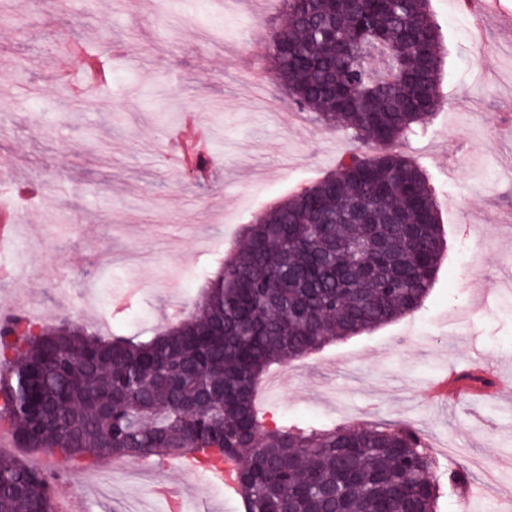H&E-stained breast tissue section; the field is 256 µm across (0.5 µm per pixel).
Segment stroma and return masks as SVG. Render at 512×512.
Segmentation results:
<instances>
[{
    "instance_id": "1",
    "label": "stroma",
    "mask_w": 512,
    "mask_h": 512,
    "mask_svg": "<svg viewBox=\"0 0 512 512\" xmlns=\"http://www.w3.org/2000/svg\"><path fill=\"white\" fill-rule=\"evenodd\" d=\"M473 36L453 0H430L445 55L447 106L403 149L425 171L447 251L421 309L273 366L278 391L261 408L318 428L407 423L432 444L440 512H493L512 488V396L470 405L431 400L454 364L512 380V0ZM0 202L23 206L27 259L0 282V312L20 307L102 337L164 325L173 300L191 305L239 225L336 170L350 147L292 108L265 55L271 0H0ZM109 54L107 79L84 82L62 48ZM212 131L211 177L166 161L184 113ZM107 246L94 250L102 232ZM464 469L485 492L462 506L448 474ZM102 460L70 486L91 512H167L162 479L186 487L185 512H243L174 461L147 460L144 480Z\"/></svg>"
}]
</instances>
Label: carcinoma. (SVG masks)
Returning a JSON list of instances; mask_svg holds the SVG:
<instances>
[{
    "label": "carcinoma",
    "mask_w": 512,
    "mask_h": 512,
    "mask_svg": "<svg viewBox=\"0 0 512 512\" xmlns=\"http://www.w3.org/2000/svg\"><path fill=\"white\" fill-rule=\"evenodd\" d=\"M267 62L300 112L358 152L255 216L182 319L147 340L0 320V422L19 448L91 463L240 462L245 512H437L421 434L266 425L267 369L417 311L446 239L398 145L444 107L428 0H281ZM47 472L0 458V512H51Z\"/></svg>",
    "instance_id": "1"
}]
</instances>
